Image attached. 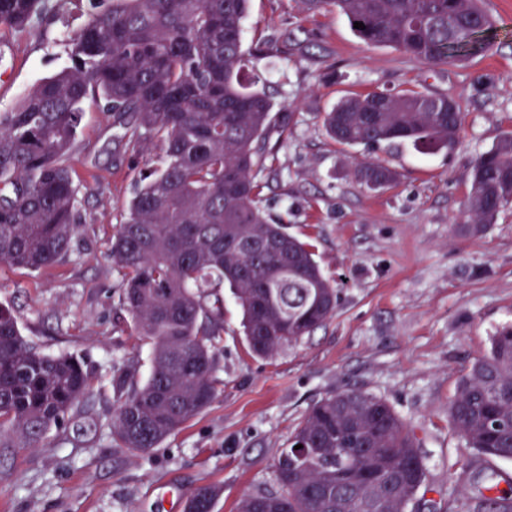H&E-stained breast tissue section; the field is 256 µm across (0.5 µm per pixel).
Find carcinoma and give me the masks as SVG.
Instances as JSON below:
<instances>
[{
	"label": "carcinoma",
	"instance_id": "obj_1",
	"mask_svg": "<svg viewBox=\"0 0 512 512\" xmlns=\"http://www.w3.org/2000/svg\"><path fill=\"white\" fill-rule=\"evenodd\" d=\"M48 0H0V26L41 23ZM80 27L71 65L38 80L0 112V264L30 271L57 265L78 234L70 157L85 105L110 112L136 155L156 142L159 165L140 173L107 257L122 273L120 306L151 345L141 385L135 367L114 371L112 434L148 452L218 397L215 340L230 288L249 351L271 358L336 314V286L308 245L259 205L271 96L242 82L249 0H75ZM315 15L333 7L373 48L434 66L485 51L492 26L480 0H300ZM326 135L348 147L409 142L450 151L462 137L456 99L424 91L372 92L340 100L323 116ZM355 181L377 191L397 180L363 160ZM465 230L477 232L512 205V133L472 165ZM93 391L84 362L42 354L0 306V431L40 446ZM450 422L480 455L512 460V324L489 338L458 384ZM301 444V455L288 449ZM416 433L383 399L347 388L311 406L272 465L277 490L244 495L238 512H408L425 481ZM217 486L196 489L185 512H212ZM493 483L474 508L512 512Z\"/></svg>",
	"mask_w": 512,
	"mask_h": 512
}]
</instances>
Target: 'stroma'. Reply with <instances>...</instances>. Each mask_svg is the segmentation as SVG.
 <instances>
[{
    "instance_id": "stroma-1",
    "label": "stroma",
    "mask_w": 512,
    "mask_h": 512,
    "mask_svg": "<svg viewBox=\"0 0 512 512\" xmlns=\"http://www.w3.org/2000/svg\"><path fill=\"white\" fill-rule=\"evenodd\" d=\"M484 7L493 20L486 52L432 67L367 46L335 9L312 16L299 0H250L245 74L274 103L260 205L310 244L338 307L310 336L262 359L249 352L240 312L221 289L219 395L144 454L112 435V374L132 362L144 382L151 347L117 320L122 274L107 252L138 171L154 166L159 148L132 161L112 116L86 105L70 159L81 217L72 249L44 272L0 266V305L14 309L40 352L81 357L93 392L39 447L0 436V512H184L189 493L207 484L222 488L213 512H236L243 495L276 490L271 464L307 410L350 387L383 398L415 430L426 478L412 512H450L512 471L510 461L474 455L448 417L461 377L494 330L512 323V207L477 234L458 223L475 158L512 131V0ZM48 8L22 35L0 29V112L69 63L65 37L82 18L57 0ZM271 35L287 54L255 53ZM413 89L462 102L465 131L452 153L351 148L326 136L323 115L340 98ZM364 159L386 163L397 181L362 188L353 168Z\"/></svg>"
}]
</instances>
